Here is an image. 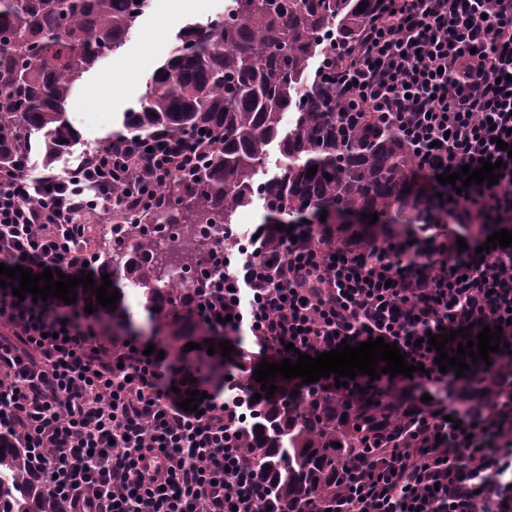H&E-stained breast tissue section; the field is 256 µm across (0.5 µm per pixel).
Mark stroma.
Masks as SVG:
<instances>
[{
	"instance_id": "obj_1",
	"label": "stroma",
	"mask_w": 512,
	"mask_h": 512,
	"mask_svg": "<svg viewBox=\"0 0 512 512\" xmlns=\"http://www.w3.org/2000/svg\"><path fill=\"white\" fill-rule=\"evenodd\" d=\"M215 0H197L193 10L170 15L160 10V0L151 6L120 50L102 66L86 74L68 106L69 116H81L77 130L79 143L72 153L53 163H44L39 152H31L29 164L34 171L56 173L70 166L73 154H88L122 127L127 110L138 106L155 70L168 58L176 43V34L188 22H207Z\"/></svg>"
}]
</instances>
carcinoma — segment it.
<instances>
[{
	"label": "carcinoma",
	"instance_id": "1",
	"mask_svg": "<svg viewBox=\"0 0 512 512\" xmlns=\"http://www.w3.org/2000/svg\"><path fill=\"white\" fill-rule=\"evenodd\" d=\"M363 11H358L362 2ZM148 0H0V167H12L37 143L52 163L79 140L67 106L84 75L121 48ZM376 0H231L224 15L183 26L170 57L155 71L139 107L124 113L119 134L151 141L169 134L207 133L193 174L158 187L160 204L135 214L112 209L128 236L112 239L106 268L120 295L112 327L124 325L126 284L143 289L144 306L163 312L187 288L175 269L193 264L208 237L194 224H230L252 204L255 175L276 141L282 174L266 183L270 211L325 215H400L418 208L415 160L398 132L374 113L347 105L336 79L311 68L336 69L330 45H353ZM333 37H327L328 33ZM295 116L281 128L284 113ZM316 173L306 176L308 168ZM332 179L325 178V174ZM140 224H184V239L165 251ZM413 231L411 224H369L332 230L320 244L343 248L355 235L379 243ZM429 409L418 389L398 384L347 396L283 388L253 406L241 424L246 461L262 484L255 512H317L357 457L412 443ZM31 449L0 434V512H62L29 473Z\"/></svg>",
	"mask_w": 512,
	"mask_h": 512
}]
</instances>
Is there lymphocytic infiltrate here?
Wrapping results in <instances>:
<instances>
[{
	"label": "lymphocytic infiltrate",
	"instance_id": "obj_1",
	"mask_svg": "<svg viewBox=\"0 0 512 512\" xmlns=\"http://www.w3.org/2000/svg\"><path fill=\"white\" fill-rule=\"evenodd\" d=\"M357 45L337 47L336 86L397 129L417 159L420 209L412 240L360 250L318 247L317 227L257 225L237 261L216 244L206 277L185 302L213 341L252 335L253 364L317 355L368 338L397 344L411 381L436 390L460 382L512 391V245L479 254L488 235L512 232V0H379ZM198 135L152 144L114 138L63 174L28 178L0 169V263L80 275L97 258L76 212L156 201L155 188L197 162ZM505 160L495 184L463 193L440 184L445 169ZM456 224L483 234L458 249ZM77 300L18 299L0 287V428L39 450L44 491L64 512H254L261 473L234 435L250 396L238 379L215 382L168 355L154 338L108 330L112 311L76 286ZM502 326L506 346L463 376L440 371L426 335ZM293 350H286V343ZM204 398L182 410L187 379ZM336 512H512V404L451 400L428 412L412 447L388 448L353 469Z\"/></svg>",
	"mask_w": 512,
	"mask_h": 512
}]
</instances>
